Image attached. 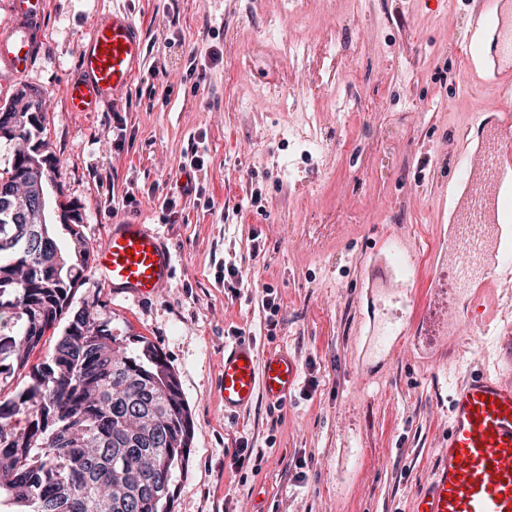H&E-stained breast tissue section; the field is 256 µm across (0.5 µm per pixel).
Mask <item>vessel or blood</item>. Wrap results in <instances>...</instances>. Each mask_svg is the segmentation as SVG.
Instances as JSON below:
<instances>
[{"label": "vessel or blood", "instance_id": "b4317fda", "mask_svg": "<svg viewBox=\"0 0 512 512\" xmlns=\"http://www.w3.org/2000/svg\"><path fill=\"white\" fill-rule=\"evenodd\" d=\"M461 51L466 82L489 88L492 104L477 103L474 127L484 143L451 154L441 201L453 203L454 189L468 187L469 202L458 211L448 256L454 276L473 287L470 306H480L486 288L512 283V0H476ZM11 20L0 27V68L25 73L39 55L45 27L44 0H11ZM142 31L122 8L103 13L89 31L78 60L79 74L63 88L71 112H102L130 90L142 67ZM412 241L397 231L375 245L370 275L381 295L402 293L417 279ZM96 269L113 296L145 300L169 286L173 257L160 235L138 221L113 225L97 252ZM432 309L412 310L407 322L376 319L364 334L360 368L372 369L415 348L452 346L448 330L462 318L457 303H446L439 277H432ZM502 359L493 370L467 372L448 389V426L411 512H512V330L495 336ZM299 361L284 349L258 355L252 342L224 350L220 385L224 408L242 411L257 398L274 407L297 389Z\"/></svg>", "mask_w": 512, "mask_h": 512}]
</instances>
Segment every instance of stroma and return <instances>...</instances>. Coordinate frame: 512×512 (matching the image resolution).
<instances>
[{
    "label": "stroma",
    "instance_id": "1",
    "mask_svg": "<svg viewBox=\"0 0 512 512\" xmlns=\"http://www.w3.org/2000/svg\"><path fill=\"white\" fill-rule=\"evenodd\" d=\"M468 2L308 0L298 16L291 0H45L32 68L0 73V107L19 88L38 92V137L56 159L50 223L75 205L94 247L137 220L174 255L155 298L112 297L91 263L72 291L114 335L157 346L181 382L194 439L174 512H408L447 426L449 379L494 366L512 288L464 320L456 363L436 350L357 370L370 238L409 234L423 266L452 235L439 208L448 142L490 94L456 80ZM114 7L142 29L145 62L113 109L67 111L81 44ZM271 28L281 42L266 40ZM303 39L310 52L289 54ZM195 155L202 169L185 173ZM228 264L238 277L225 278ZM269 289L275 313L262 306ZM241 338L299 359L286 407L225 414L224 347ZM348 407L370 445L358 473L340 470Z\"/></svg>",
    "mask_w": 512,
    "mask_h": 512
}]
</instances>
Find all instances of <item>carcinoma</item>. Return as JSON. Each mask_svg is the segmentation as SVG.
<instances>
[{
  "label": "carcinoma",
  "mask_w": 512,
  "mask_h": 512,
  "mask_svg": "<svg viewBox=\"0 0 512 512\" xmlns=\"http://www.w3.org/2000/svg\"><path fill=\"white\" fill-rule=\"evenodd\" d=\"M16 104L0 109V127L12 121L10 140L33 142L18 159L44 143L32 141L40 127ZM5 180L24 196L0 205V330L16 329L0 358V503L16 512H173L194 435L177 375L150 341L129 345L89 307L72 309L89 243L72 224L60 238L16 168ZM57 253V275L35 280L33 267ZM64 314L52 354L30 363ZM17 370L27 371L25 384L8 391Z\"/></svg>",
  "instance_id": "obj_1"
}]
</instances>
